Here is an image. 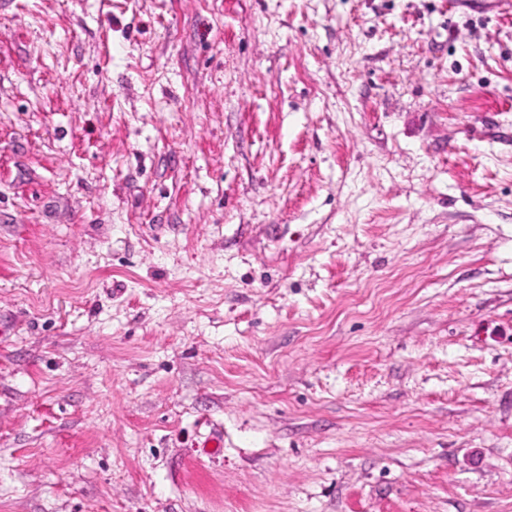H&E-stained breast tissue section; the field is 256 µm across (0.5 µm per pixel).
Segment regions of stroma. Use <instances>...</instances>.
Wrapping results in <instances>:
<instances>
[{
    "label": "stroma",
    "mask_w": 512,
    "mask_h": 512,
    "mask_svg": "<svg viewBox=\"0 0 512 512\" xmlns=\"http://www.w3.org/2000/svg\"><path fill=\"white\" fill-rule=\"evenodd\" d=\"M0 512H512V11L0 0Z\"/></svg>",
    "instance_id": "obj_1"
}]
</instances>
